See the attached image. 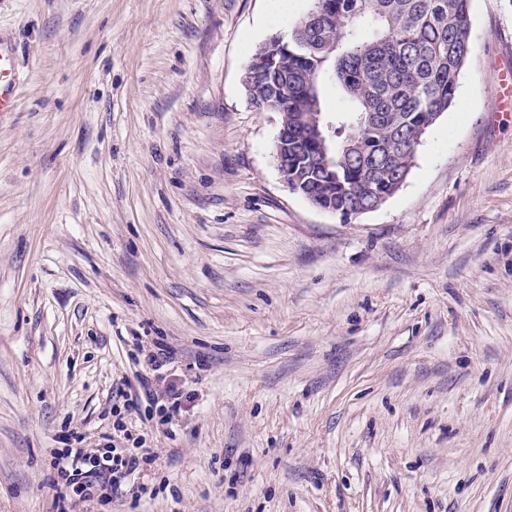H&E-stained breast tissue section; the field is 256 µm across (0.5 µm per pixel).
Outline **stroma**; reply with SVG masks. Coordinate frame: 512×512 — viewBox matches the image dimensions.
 <instances>
[{"mask_svg":"<svg viewBox=\"0 0 512 512\" xmlns=\"http://www.w3.org/2000/svg\"><path fill=\"white\" fill-rule=\"evenodd\" d=\"M309 6L0 0V512H51L50 448L95 449L156 342L191 396L127 421L161 490L91 512H512V0H472L454 104L348 217L242 82ZM16 61L12 47L0 42V116L12 112L16 106L17 78L14 69Z\"/></svg>","mask_w":512,"mask_h":512,"instance_id":"1","label":"stroma"}]
</instances>
